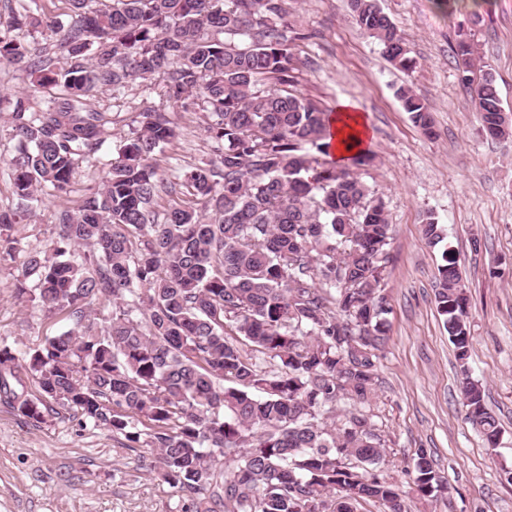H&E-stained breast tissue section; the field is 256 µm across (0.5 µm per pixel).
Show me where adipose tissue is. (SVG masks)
I'll list each match as a JSON object with an SVG mask.
<instances>
[{
    "mask_svg": "<svg viewBox=\"0 0 512 512\" xmlns=\"http://www.w3.org/2000/svg\"><path fill=\"white\" fill-rule=\"evenodd\" d=\"M331 157L336 163L367 151L371 144V129L360 107L350 101H340L330 119Z\"/></svg>",
    "mask_w": 512,
    "mask_h": 512,
    "instance_id": "obj_1",
    "label": "adipose tissue"
}]
</instances>
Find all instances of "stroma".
<instances>
[{"label":"stroma","instance_id":"35a3bbf8","mask_svg":"<svg viewBox=\"0 0 512 512\" xmlns=\"http://www.w3.org/2000/svg\"><path fill=\"white\" fill-rule=\"evenodd\" d=\"M381 6L407 40L416 61L410 71L396 69L360 31L348 0H288V22L306 36L297 48L298 89L327 111L344 99L360 106L374 159L357 172L383 197L392 226L386 340L375 357L373 394L360 407L386 442L370 470L408 490L423 448L448 490L409 500L411 512H512V482L504 476L512 470V139L484 135L455 62L457 32L471 30L512 113V0H453L447 13L435 0H381ZM403 85L429 106L436 137L425 136L403 111L396 95ZM94 102L112 115L106 141L82 162L66 200L44 197L18 225L24 249L43 248L56 212L77 208L98 189L144 108H166L177 133L150 159L158 178L175 181L212 155L194 98L174 103L162 87L135 81L117 92L100 90ZM430 212L446 229L436 246L422 234ZM446 248L460 258L471 300L468 367L501 424L495 448L466 418L460 367L436 310L437 265ZM18 274L16 263H0V342L22 352L69 323L16 300ZM173 502L170 488L140 469L136 454L110 432H83L53 418L33 427L0 407V512H170Z\"/></svg>","mask_w":512,"mask_h":512}]
</instances>
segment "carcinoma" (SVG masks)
<instances>
[{
  "label": "carcinoma",
  "instance_id": "cac0c4a2",
  "mask_svg": "<svg viewBox=\"0 0 512 512\" xmlns=\"http://www.w3.org/2000/svg\"><path fill=\"white\" fill-rule=\"evenodd\" d=\"M0 1V60L35 94L65 88L38 111L27 96L0 106L18 144V208L0 210V261L21 259L15 298L72 324L21 354L0 345V404L35 427L75 419L112 433L172 489L171 512H356L366 499L409 512L404 492L367 470L384 451L371 419L350 410L327 422L339 403L365 404L373 391L391 226L382 197L353 171L371 157L349 167L324 159L327 112L296 90V42L307 35L291 31L286 0H66L65 23ZM350 9L390 62L414 67L378 0ZM23 29L31 40L13 35ZM456 54L486 135L511 138L475 44L460 39ZM157 78L169 100L200 101L213 157L179 183L160 181L149 159L176 133L169 112L146 108L100 188L57 213L45 249L21 252L15 224L41 195L67 197L105 142L112 119L95 93ZM397 95L436 135L422 100L409 88ZM183 188L200 209L156 210L160 194ZM96 303L109 306L101 319ZM435 303L465 375L467 419L494 447L501 428L468 377V298L449 250ZM244 342L279 368H260ZM414 473L411 497L447 490L423 451Z\"/></svg>",
  "mask_w": 512,
  "mask_h": 512
}]
</instances>
